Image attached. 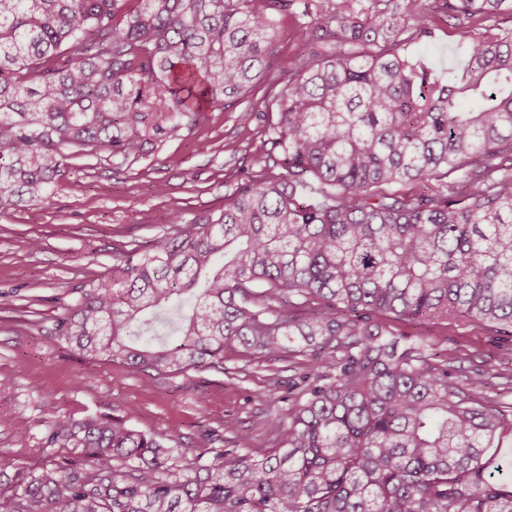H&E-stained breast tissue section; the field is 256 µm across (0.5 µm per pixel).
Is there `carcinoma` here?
I'll return each mask as SVG.
<instances>
[{"label": "carcinoma", "mask_w": 512, "mask_h": 512, "mask_svg": "<svg viewBox=\"0 0 512 512\" xmlns=\"http://www.w3.org/2000/svg\"><path fill=\"white\" fill-rule=\"evenodd\" d=\"M248 2L0 0V212L41 201L72 156L139 155L150 133L247 96L273 57ZM435 8L512 16V0ZM314 10L322 25L302 33L338 43L275 100L282 172L122 255L58 325L88 357L158 371L301 358L286 417L266 420L284 447L174 465L172 431L72 419L48 444L92 468L29 471L0 512H512L484 461L505 426L484 382L377 320L512 328V167L496 163L512 152V29L459 24L465 65L440 78L396 51L429 34L425 0Z\"/></svg>", "instance_id": "carcinoma-1"}]
</instances>
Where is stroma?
I'll return each instance as SVG.
<instances>
[{
  "instance_id": "35a3bbf8",
  "label": "stroma",
  "mask_w": 512,
  "mask_h": 512,
  "mask_svg": "<svg viewBox=\"0 0 512 512\" xmlns=\"http://www.w3.org/2000/svg\"><path fill=\"white\" fill-rule=\"evenodd\" d=\"M307 0H292L276 14L270 48L274 64L238 105L206 107L195 126L151 136L140 158L121 154L69 159L64 176L42 202L0 213V453L15 459L0 474V491L13 488L17 471L80 460L77 448H53L49 423L93 415L130 418L140 430L176 431L191 454L208 448L281 447L263 422L284 413L292 361L247 367L244 378L223 369L155 371L79 355L56 332L78 304L81 290L112 275L117 256L147 248L218 215L241 177L270 170L267 130L278 118L274 96L289 69L314 51L298 35ZM428 36L401 43V54L447 71L456 48L457 22L429 15ZM249 120H242V113ZM38 248H31V239ZM411 341H434L460 376H480L484 392L512 412V335L492 324L448 322L433 327L386 317ZM233 420L234 431L224 429Z\"/></svg>"
}]
</instances>
